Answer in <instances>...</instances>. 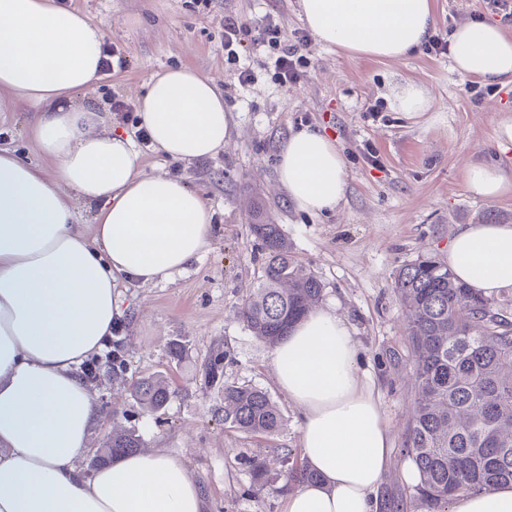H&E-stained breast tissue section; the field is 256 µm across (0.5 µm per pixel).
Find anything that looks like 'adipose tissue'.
I'll use <instances>...</instances> for the list:
<instances>
[{
    "instance_id": "1",
    "label": "adipose tissue",
    "mask_w": 512,
    "mask_h": 512,
    "mask_svg": "<svg viewBox=\"0 0 512 512\" xmlns=\"http://www.w3.org/2000/svg\"><path fill=\"white\" fill-rule=\"evenodd\" d=\"M317 42L352 58L400 60L435 28L433 0H300ZM100 25L50 0H0V95L34 109L30 136L51 169L0 147V512H206L194 472L167 449L83 465L101 412L79 366L100 354L122 313L120 281L171 278L210 245L212 214L181 178L148 174L131 137L101 128L75 93L99 79ZM453 68L488 85L512 84V34L473 18L448 36ZM138 125L163 155L194 162L232 135L213 79L166 71L138 103ZM468 192L512 194V171L490 161L463 170ZM277 181L300 211L344 200L346 164L335 139L311 128L279 150ZM96 205L94 234L73 197ZM448 265L473 291L512 288V224L461 227ZM349 325L334 310L300 320L275 347L279 388L302 411L311 481L281 497V512H382L379 488L390 431ZM450 512H512V485L456 497Z\"/></svg>"
}]
</instances>
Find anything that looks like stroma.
Wrapping results in <instances>:
<instances>
[{
    "instance_id": "35a3bbf8",
    "label": "stroma",
    "mask_w": 512,
    "mask_h": 512,
    "mask_svg": "<svg viewBox=\"0 0 512 512\" xmlns=\"http://www.w3.org/2000/svg\"><path fill=\"white\" fill-rule=\"evenodd\" d=\"M100 23L104 46L116 48L123 68L101 77L85 95L110 127L136 136L132 119L112 112V97L137 103L162 73L188 67L210 76L234 115L233 138L205 160L186 163L140 147L145 172L185 178L213 213L211 246L184 273L168 282L123 285L125 311L117 339L127 371L102 374L91 387L100 418L88 449H103L113 426L138 431L143 449L166 448L199 477L208 512H280V497L257 492L246 463L282 468L279 449L302 464L300 416L278 388L270 347L237 319L261 274V249L249 224L257 203L280 224L296 263L323 286L320 307L347 320L361 370L371 374L390 427L393 455L380 492L400 500L411 481L403 453L413 400V361L404 311L393 290L396 271L424 254L448 258V242L460 225L499 214L512 223V196L480 200L467 191L463 168L473 160L512 167V148L498 147L497 121L512 112V85L488 86L453 70L448 55L424 51L399 61L354 60L339 49L310 46L308 76L282 87L262 70L264 50L242 57L258 68V80L240 86L221 48L220 16L270 15L286 35L305 31L299 0H63ZM435 33L447 36L457 22L476 15L496 19L487 0H434ZM411 81L430 100L426 112L405 117L388 101L392 86ZM30 107L0 104V146L15 149L31 164L45 159L29 135ZM316 126L332 134L346 161L348 194L332 212L297 210L278 188L275 169L281 144L293 131ZM378 161L370 163L368 152ZM180 342L183 359L168 346ZM230 348L224 378L267 390L283 414L271 438L243 434L224 422L218 387L205 383L199 365L216 343ZM166 378L175 395L165 410L151 413L132 396L140 377Z\"/></svg>"
}]
</instances>
